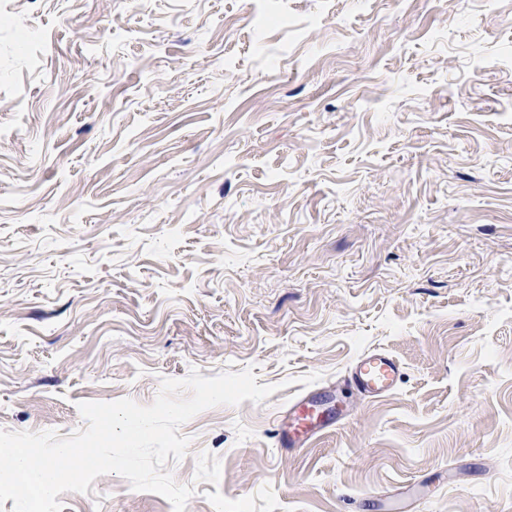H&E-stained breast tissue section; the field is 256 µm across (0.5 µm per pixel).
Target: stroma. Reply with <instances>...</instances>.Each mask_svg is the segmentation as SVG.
Wrapping results in <instances>:
<instances>
[{"instance_id": "1", "label": "stroma", "mask_w": 512, "mask_h": 512, "mask_svg": "<svg viewBox=\"0 0 512 512\" xmlns=\"http://www.w3.org/2000/svg\"><path fill=\"white\" fill-rule=\"evenodd\" d=\"M247 367L275 393L180 428L185 512H512V0H0V429ZM302 395L335 423L285 454ZM348 375L359 391L372 398H382L396 390L402 365L391 354L376 349L360 354L350 365Z\"/></svg>"}]
</instances>
